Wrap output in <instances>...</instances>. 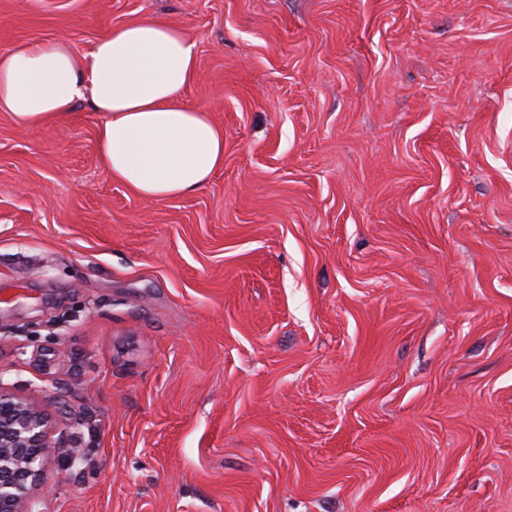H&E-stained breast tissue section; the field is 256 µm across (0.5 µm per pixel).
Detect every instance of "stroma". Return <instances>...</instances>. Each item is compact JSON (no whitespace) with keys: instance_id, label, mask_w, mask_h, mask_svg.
<instances>
[{"instance_id":"stroma-1","label":"stroma","mask_w":512,"mask_h":512,"mask_svg":"<svg viewBox=\"0 0 512 512\" xmlns=\"http://www.w3.org/2000/svg\"><path fill=\"white\" fill-rule=\"evenodd\" d=\"M156 16L224 165L114 180L0 112V383L40 512H512V0H0V53ZM39 402L0 383V512H32L43 469L62 437Z\"/></svg>"}]
</instances>
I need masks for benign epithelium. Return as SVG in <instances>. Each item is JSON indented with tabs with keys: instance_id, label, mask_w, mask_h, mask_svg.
Wrapping results in <instances>:
<instances>
[{
	"instance_id": "benign-epithelium-1",
	"label": "benign epithelium",
	"mask_w": 512,
	"mask_h": 512,
	"mask_svg": "<svg viewBox=\"0 0 512 512\" xmlns=\"http://www.w3.org/2000/svg\"><path fill=\"white\" fill-rule=\"evenodd\" d=\"M39 402L0 382V512H33L43 469L62 447Z\"/></svg>"
}]
</instances>
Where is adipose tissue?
I'll use <instances>...</instances> for the list:
<instances>
[{
	"mask_svg": "<svg viewBox=\"0 0 512 512\" xmlns=\"http://www.w3.org/2000/svg\"><path fill=\"white\" fill-rule=\"evenodd\" d=\"M196 44L156 17L129 21L85 54L66 39L24 41L0 54V112L37 130L67 120L90 99L102 115L101 163L136 195L179 198L224 165V131L201 105L184 103Z\"/></svg>",
	"mask_w": 512,
	"mask_h": 512,
	"instance_id": "obj_1",
	"label": "adipose tissue"
}]
</instances>
